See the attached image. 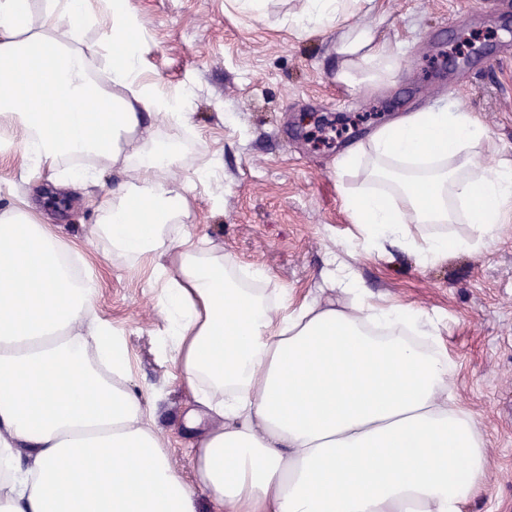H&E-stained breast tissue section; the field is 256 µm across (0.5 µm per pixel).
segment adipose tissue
Here are the masks:
<instances>
[{
    "mask_svg": "<svg viewBox=\"0 0 512 512\" xmlns=\"http://www.w3.org/2000/svg\"><path fill=\"white\" fill-rule=\"evenodd\" d=\"M373 2L302 0L293 15L304 32L336 27V78L351 87L400 68L394 46L352 21ZM142 54L132 0H0V165L67 188L125 175L85 237L150 272L158 349L195 430L192 476L173 466L153 395L131 384L123 331L95 314L78 249L23 195L0 211V512H465L488 448L454 400L440 320L367 295L335 256L321 277L340 303L239 278L187 226L205 171L173 181L175 142L148 132L151 120L189 127L190 91L144 79ZM487 139L473 113L439 106L346 148L338 170L364 175L342 196L356 250L434 264L486 249L512 212V165L477 163ZM460 222L462 234L420 231Z\"/></svg>",
    "mask_w": 512,
    "mask_h": 512,
    "instance_id": "1",
    "label": "adipose tissue"
}]
</instances>
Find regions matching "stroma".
Returning a JSON list of instances; mask_svg holds the SVG:
<instances>
[{
	"label": "stroma",
	"instance_id": "obj_1",
	"mask_svg": "<svg viewBox=\"0 0 512 512\" xmlns=\"http://www.w3.org/2000/svg\"><path fill=\"white\" fill-rule=\"evenodd\" d=\"M146 36L144 75L164 87L188 86L190 134L157 124L155 138L177 140L183 169L218 158L211 182L193 192L190 230L223 246L239 265L266 272L267 288L300 294L321 287L330 255L351 265L364 288L440 318L460 406L475 413L488 442L485 483L467 512H512V215L479 253L452 252L423 266L393 248L382 256L353 252L356 228L342 206L335 162L379 120L451 104L487 128L478 161H512V0L473 12L467 0H377L356 22L378 27L401 50L397 79L350 87L336 79L335 30L305 33L288 16L301 0H271L265 16L237 10L233 0H133ZM345 127L329 147L312 146L314 122ZM120 182L37 191L65 238L81 250L97 283L98 314L121 329L134 358V382L156 389L160 426L171 432L172 461L191 476L185 449V395L156 348L162 323L156 293L138 270L115 266L84 227Z\"/></svg>",
	"mask_w": 512,
	"mask_h": 512
}]
</instances>
